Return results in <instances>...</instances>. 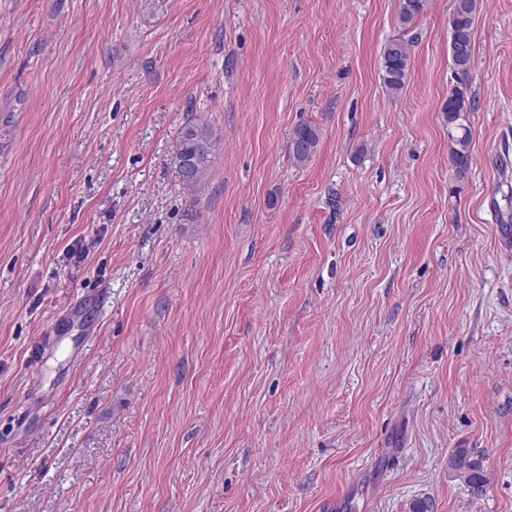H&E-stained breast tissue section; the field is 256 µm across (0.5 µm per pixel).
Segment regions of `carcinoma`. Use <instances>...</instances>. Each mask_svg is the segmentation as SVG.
<instances>
[{"instance_id":"cac0c4a2","label":"carcinoma","mask_w":512,"mask_h":512,"mask_svg":"<svg viewBox=\"0 0 512 512\" xmlns=\"http://www.w3.org/2000/svg\"><path fill=\"white\" fill-rule=\"evenodd\" d=\"M429 0H399L398 24L407 32L428 8ZM476 0H458L449 21V56L455 84L448 89V155L457 181H462L471 166L470 118L475 111L467 79L474 65L472 36ZM412 41L402 35L389 39L381 49V80L386 92L398 97L411 80ZM219 137L213 128L196 123L184 124L179 132V148L174 165L189 187L195 186L209 169ZM320 132L310 124L298 126L290 144V157L304 165L316 153ZM451 477L464 483L478 498L489 482L482 464L471 458L468 450L457 449L449 460Z\"/></svg>"}]
</instances>
